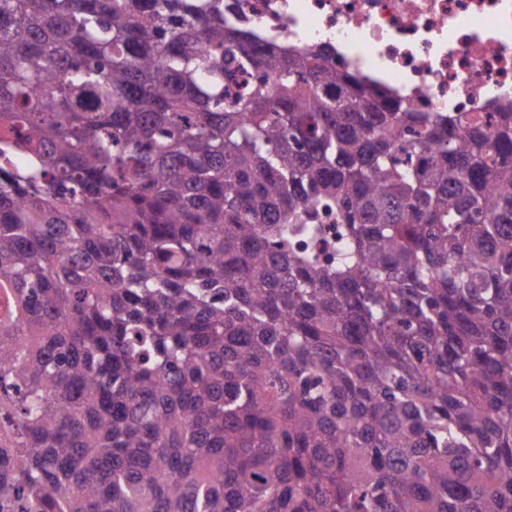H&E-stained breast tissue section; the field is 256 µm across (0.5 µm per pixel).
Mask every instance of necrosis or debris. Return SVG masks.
<instances>
[{
    "mask_svg": "<svg viewBox=\"0 0 512 512\" xmlns=\"http://www.w3.org/2000/svg\"><path fill=\"white\" fill-rule=\"evenodd\" d=\"M241 29L324 47L331 63L436 112L512 101V0H225Z\"/></svg>",
    "mask_w": 512,
    "mask_h": 512,
    "instance_id": "obj_1",
    "label": "necrosis or debris"
}]
</instances>
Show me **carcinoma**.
<instances>
[{
	"label": "carcinoma",
	"instance_id": "cac0c4a2",
	"mask_svg": "<svg viewBox=\"0 0 512 512\" xmlns=\"http://www.w3.org/2000/svg\"><path fill=\"white\" fill-rule=\"evenodd\" d=\"M0 291V512H512L511 103L0 0Z\"/></svg>",
	"mask_w": 512,
	"mask_h": 512
}]
</instances>
